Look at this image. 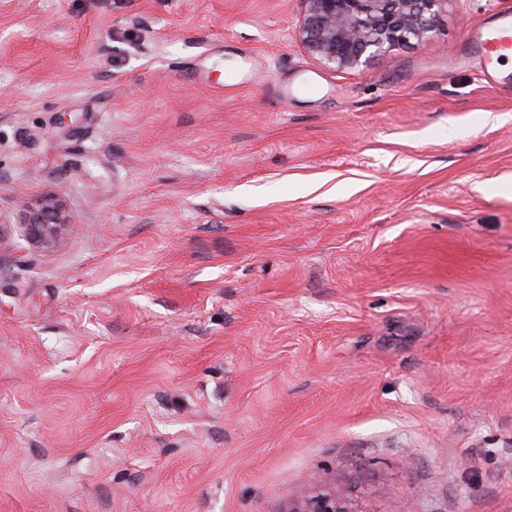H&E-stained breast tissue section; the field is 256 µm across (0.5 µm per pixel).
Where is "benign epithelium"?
I'll return each mask as SVG.
<instances>
[{"instance_id": "1", "label": "benign epithelium", "mask_w": 512, "mask_h": 512, "mask_svg": "<svg viewBox=\"0 0 512 512\" xmlns=\"http://www.w3.org/2000/svg\"><path fill=\"white\" fill-rule=\"evenodd\" d=\"M297 34L304 48L340 70L356 68L392 48L423 40L440 0H303ZM70 223L59 198L23 205L28 239L49 244ZM286 512H357L343 496L318 492L299 497Z\"/></svg>"}]
</instances>
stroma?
<instances>
[{"label":"stroma","instance_id":"35a3bbf8","mask_svg":"<svg viewBox=\"0 0 512 512\" xmlns=\"http://www.w3.org/2000/svg\"><path fill=\"white\" fill-rule=\"evenodd\" d=\"M303 10L0 0V512H512V0L348 70ZM471 53L480 60V80L488 84L499 79L498 65L512 53V14L498 15L494 23L478 29ZM58 197L44 199L36 204L23 205V220L28 239L40 245L49 244L55 237L58 227L69 224ZM286 512H356L352 504L343 496L334 493L318 492L299 497L288 506Z\"/></svg>","mask_w":512,"mask_h":512}]
</instances>
